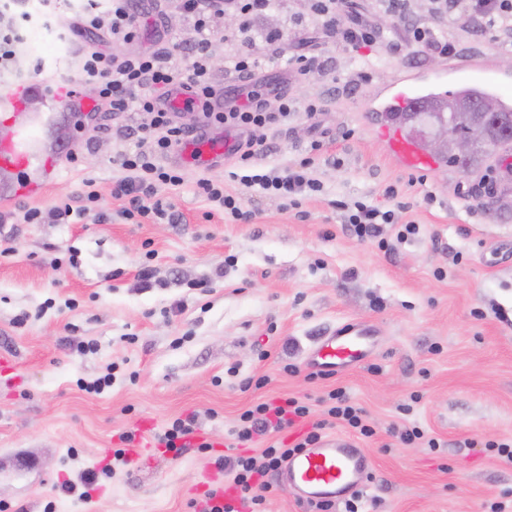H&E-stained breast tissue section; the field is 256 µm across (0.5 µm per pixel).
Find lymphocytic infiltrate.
Returning a JSON list of instances; mask_svg holds the SVG:
<instances>
[{
  "label": "lymphocytic infiltrate",
  "mask_w": 512,
  "mask_h": 512,
  "mask_svg": "<svg viewBox=\"0 0 512 512\" xmlns=\"http://www.w3.org/2000/svg\"><path fill=\"white\" fill-rule=\"evenodd\" d=\"M14 8L0 11V71H11L20 63L22 41L18 23L30 20L27 0H14ZM390 14L404 21L413 43L434 56H452L457 46L443 35L448 19L470 23L477 36H491L496 42L512 46V0H433L429 18L411 17V0H383ZM166 5L180 12L188 22L190 35L178 47L138 54L120 52L119 47L138 36L135 0H79L71 17L56 16L52 0H41L43 24L56 29L60 37L78 33L80 69L93 89L99 106L124 111L135 108L145 114V121L127 126L124 136L133 149L120 153L123 175L113 185L112 195L127 198L126 217L154 214L173 218L170 204L156 199L159 184L179 186L183 183L180 165L169 163V156L193 140L205 128H237L249 137L239 144L235 158L246 173L241 181L259 187L266 195L284 200L321 191L320 182L309 172V159L281 170L257 167V160L270 150L266 131L278 128L296 109L294 100L280 96L276 106H269L258 91H249L245 102L226 100L216 107L223 89L214 81L212 41L208 36L213 18L232 11L240 19V31H247L252 20L263 15L271 0H166ZM350 8V0H313L312 14L334 35L338 43L356 49L374 44L377 32L368 24L341 26L340 18ZM112 42V50L99 47V40ZM189 92L200 112L199 125L187 127L178 120V111L169 103L174 89ZM323 419L312 421L310 429L293 445L280 440L281 432L298 420L309 418L310 408L297 399H269L245 410L233 431L239 444L262 438L265 448L259 454L219 456L214 460L218 470L227 473L224 486L205 492L203 498L190 500L191 512H260L267 495L279 493L274 480L283 463L304 448L318 442L333 421L346 422L365 437L374 431L365 424L360 408L352 405L342 389H334L323 397Z\"/></svg>",
  "instance_id": "1"
}]
</instances>
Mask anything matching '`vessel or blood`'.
I'll use <instances>...</instances> for the list:
<instances>
[{
  "label": "vessel or blood",
  "mask_w": 512,
  "mask_h": 512,
  "mask_svg": "<svg viewBox=\"0 0 512 512\" xmlns=\"http://www.w3.org/2000/svg\"><path fill=\"white\" fill-rule=\"evenodd\" d=\"M468 86L486 88L503 110H512V77L492 70L442 71L414 84L392 85L387 90L383 109L406 112L423 104L445 100L449 92ZM40 91L41 86L36 82L17 86L10 96L0 100V112H20L27 99ZM380 133L407 169L432 167V159L399 129L385 126ZM236 146L237 138L232 133L204 132L178 152L176 159L185 165L209 168L222 163L233 154ZM69 151V146L59 145L53 154H46L40 140L34 138L30 129L22 127L15 138L0 142V169L51 171ZM371 346L370 330L360 324H345L322 338L309 354L307 365L318 371H336L363 361ZM368 471L365 450L354 441L336 435L323 438L289 458L279 472V481L290 495L304 503L342 501L364 489Z\"/></svg>",
  "instance_id": "b4317fda"
}]
</instances>
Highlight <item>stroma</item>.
<instances>
[{"instance_id": "stroma-1", "label": "stroma", "mask_w": 512, "mask_h": 512, "mask_svg": "<svg viewBox=\"0 0 512 512\" xmlns=\"http://www.w3.org/2000/svg\"><path fill=\"white\" fill-rule=\"evenodd\" d=\"M138 5L141 35L123 52L188 36L161 0ZM311 5L274 0L255 24L252 49L267 98L285 93L299 106L268 131L272 153L263 162L283 169L312 157L321 192L292 206L245 187L230 163L188 167L180 186L157 189L175 220L132 223L125 200L112 195L123 175L116 134L138 121L132 111L98 113L84 130L92 149L79 165L62 162L39 196L7 193L16 176L0 173V502L10 512L49 504L54 512H188L190 498L223 480L214 457L227 454L240 413L259 400L296 397L312 410L303 432L335 388L375 430L364 438L342 423L328 429L355 438L371 459L359 512H491L496 503L512 512V461L495 449L512 442V189L488 193L497 174L485 161L467 174L441 162L406 169L369 118L374 95L391 82L451 65L503 73L512 51L458 21L446 32L462 52L424 54L379 0H353L350 19L380 33L358 51L310 21ZM22 33L21 68L0 73V96L35 77L55 90L71 82L87 91L56 30L33 19ZM236 34L222 20L211 25L222 58L214 80L242 99L249 87L227 62ZM300 55L315 58L322 73L291 72L289 59ZM204 175L223 181L254 220H225L197 191ZM86 178L101 191L103 218H49ZM390 186L397 197L386 195ZM356 200L394 210V223L382 227L386 247L348 230L343 206ZM29 208L45 211L44 222L24 223ZM409 221L418 235L398 241ZM146 262L156 279L149 288L138 279ZM345 323L371 330L372 353L348 371L312 376L308 350ZM70 336L94 351L69 348ZM106 373L112 385L103 393L78 385ZM260 377L264 387L244 389ZM190 412L214 454L175 458L155 448L154 434ZM413 426L423 438L400 443L395 430ZM126 431L139 441L131 466L116 470L91 502L60 491L64 480L100 466Z\"/></svg>"}]
</instances>
